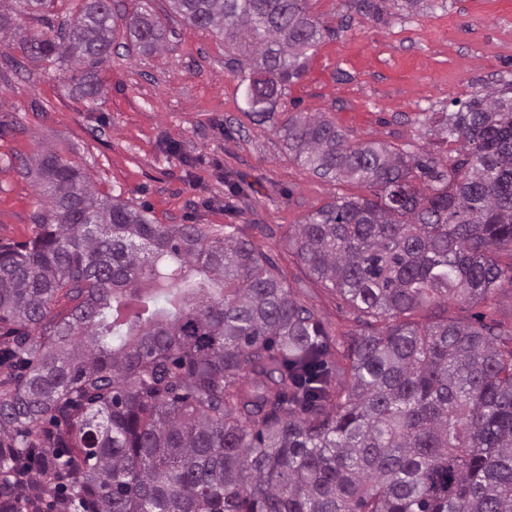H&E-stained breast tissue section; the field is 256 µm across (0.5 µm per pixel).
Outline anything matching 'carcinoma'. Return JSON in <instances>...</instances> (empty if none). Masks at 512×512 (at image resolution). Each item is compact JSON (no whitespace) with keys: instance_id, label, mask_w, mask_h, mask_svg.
<instances>
[{"instance_id":"cac0c4a2","label":"carcinoma","mask_w":512,"mask_h":512,"mask_svg":"<svg viewBox=\"0 0 512 512\" xmlns=\"http://www.w3.org/2000/svg\"><path fill=\"white\" fill-rule=\"evenodd\" d=\"M424 0H351L376 22ZM243 57L274 111L323 37L307 0H169ZM129 44L162 49L146 2ZM115 16L85 0L26 58L103 91ZM425 116L453 165L352 144L323 116L280 127L338 197L289 228L358 312L331 334L240 228L156 224L53 152L38 232L0 245V512H512V321L455 314L512 287V82Z\"/></svg>"}]
</instances>
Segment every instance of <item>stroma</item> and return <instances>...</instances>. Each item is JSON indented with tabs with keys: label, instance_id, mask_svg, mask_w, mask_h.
<instances>
[{
	"label": "stroma",
	"instance_id": "35a3bbf8",
	"mask_svg": "<svg viewBox=\"0 0 512 512\" xmlns=\"http://www.w3.org/2000/svg\"><path fill=\"white\" fill-rule=\"evenodd\" d=\"M347 3L308 0L310 15L340 33L312 50L262 124L223 37L171 15L168 0H151L171 31L164 49L124 47L118 26L98 72L105 93L93 101L73 92V72L30 61L17 38L0 42V244L35 236L43 198L35 171L19 162L49 149L79 165L99 195L145 204L157 223L199 224L216 236L239 226L329 329H354L352 307L294 256L288 227L335 197L373 191L297 164L279 129L295 113H318L352 142L453 160L454 144L422 120L512 81V0H432L385 24L349 14Z\"/></svg>",
	"mask_w": 512,
	"mask_h": 512
}]
</instances>
